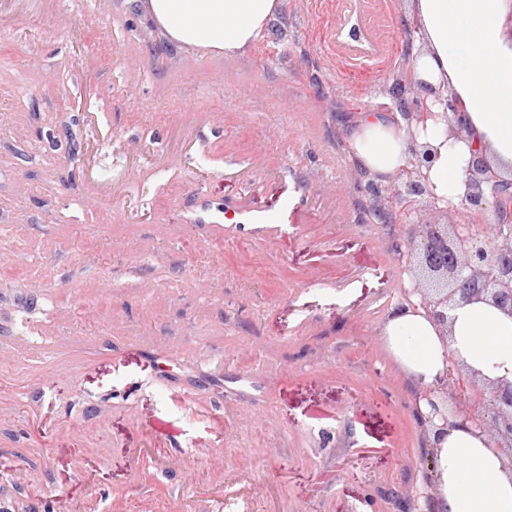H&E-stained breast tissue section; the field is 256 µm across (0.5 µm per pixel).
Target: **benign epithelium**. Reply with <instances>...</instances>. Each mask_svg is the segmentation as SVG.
<instances>
[{"mask_svg":"<svg viewBox=\"0 0 512 512\" xmlns=\"http://www.w3.org/2000/svg\"><path fill=\"white\" fill-rule=\"evenodd\" d=\"M388 94L399 102L411 99L400 110V121L410 136L406 164L386 184L368 181L366 192L373 209L386 216L409 219L402 242L395 245L398 261L410 274L407 297L419 305L443 331L449 312L473 300L492 302L512 314V213L503 210V194L512 189L480 157L467 167L468 191L459 206L437 197L423 169L430 168L436 153L415 141L414 128L427 122V102L419 96L413 79L393 85ZM499 214L504 224H482L486 212ZM420 399L429 412L415 409L425 428L435 420L448 424V415L462 416L512 456V383L494 384L450 361L445 376L425 388Z\"/></svg>","mask_w":512,"mask_h":512,"instance_id":"benign-epithelium-1","label":"benign epithelium"}]
</instances>
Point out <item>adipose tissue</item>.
<instances>
[{"mask_svg": "<svg viewBox=\"0 0 512 512\" xmlns=\"http://www.w3.org/2000/svg\"><path fill=\"white\" fill-rule=\"evenodd\" d=\"M281 0H146L161 31L187 47L243 54L267 33ZM417 27L411 42L414 74L450 97L461 139L428 125L420 141L437 147L429 178L435 193L461 203L466 169L481 152L512 180V0H409ZM356 168L378 183L404 164L406 130L377 112L362 113L350 135ZM381 336L391 358L417 387L443 376L458 361L485 380L512 382V315L485 301L457 307L440 328L420 306L392 308ZM431 512H512V459L463 418L429 436Z\"/></svg>", "mask_w": 512, "mask_h": 512, "instance_id": "ef3b65f1", "label": "adipose tissue"}]
</instances>
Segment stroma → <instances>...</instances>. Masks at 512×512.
<instances>
[{
  "instance_id": "stroma-1",
  "label": "stroma",
  "mask_w": 512,
  "mask_h": 512,
  "mask_svg": "<svg viewBox=\"0 0 512 512\" xmlns=\"http://www.w3.org/2000/svg\"><path fill=\"white\" fill-rule=\"evenodd\" d=\"M89 11L96 32L57 25ZM405 11L282 0L223 59L143 0H0V241L26 262L0 278V505L429 512L417 391L379 332L404 228L374 220L349 140L392 110Z\"/></svg>"
}]
</instances>
